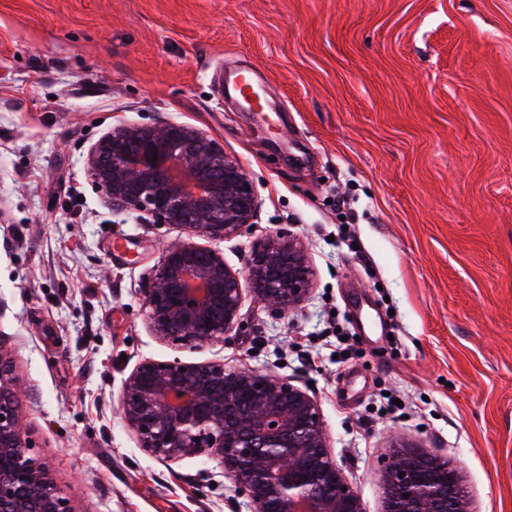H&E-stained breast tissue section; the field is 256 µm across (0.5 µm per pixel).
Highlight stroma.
I'll list each match as a JSON object with an SVG mask.
<instances>
[{"label":"stroma","instance_id":"stroma-1","mask_svg":"<svg viewBox=\"0 0 512 512\" xmlns=\"http://www.w3.org/2000/svg\"><path fill=\"white\" fill-rule=\"evenodd\" d=\"M235 70L264 111L230 98ZM158 119L256 186L255 223L202 245L242 271L301 242L288 315L247 287L224 340L150 328L141 289L185 234L113 212L84 159ZM0 345L75 512H246L220 458L140 447L121 396L146 360L308 389L364 512L402 446L450 460L473 512H512V0H0Z\"/></svg>","mask_w":512,"mask_h":512}]
</instances>
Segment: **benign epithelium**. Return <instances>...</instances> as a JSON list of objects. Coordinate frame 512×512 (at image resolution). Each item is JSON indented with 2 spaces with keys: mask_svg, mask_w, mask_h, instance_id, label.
<instances>
[{
  "mask_svg": "<svg viewBox=\"0 0 512 512\" xmlns=\"http://www.w3.org/2000/svg\"><path fill=\"white\" fill-rule=\"evenodd\" d=\"M85 164L116 213L148 215L214 240L234 237L257 216L258 196L240 161L182 123L115 126L91 146ZM310 276L302 247L284 233L257 247L244 273L188 240L166 249L141 292L156 335L198 345L240 323L242 280L282 315L307 296ZM17 386L14 361L0 344V512H75L28 453ZM122 412L155 457H220L249 512H363L329 453L317 401L286 379L222 363L144 361L125 381ZM384 512L472 510L448 461L397 447L384 467Z\"/></svg>",
  "mask_w": 512,
  "mask_h": 512,
  "instance_id": "benign-epithelium-1",
  "label": "benign epithelium"
}]
</instances>
